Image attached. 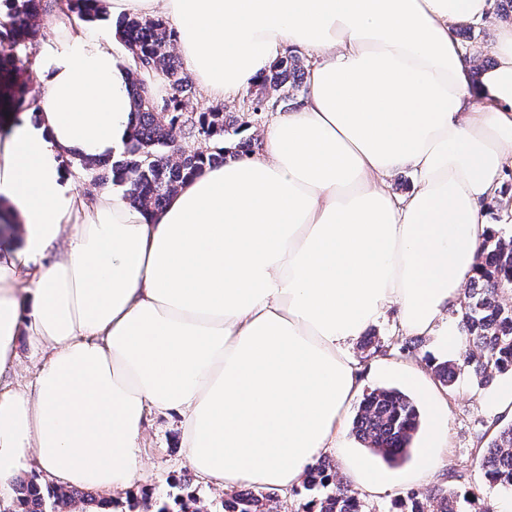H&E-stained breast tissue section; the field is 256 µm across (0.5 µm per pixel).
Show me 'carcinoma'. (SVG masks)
Returning a JSON list of instances; mask_svg holds the SVG:
<instances>
[{"instance_id": "carcinoma-1", "label": "carcinoma", "mask_w": 512, "mask_h": 512, "mask_svg": "<svg viewBox=\"0 0 512 512\" xmlns=\"http://www.w3.org/2000/svg\"><path fill=\"white\" fill-rule=\"evenodd\" d=\"M9 21L0 23V73H8L20 63L28 82L34 76L26 43L37 30L32 21L47 12L58 0H13ZM68 10L87 21L102 14L101 0H66ZM115 37L128 52L138 54L139 69L164 79L172 93L163 102L168 114L149 104L151 90L134 78L130 89L132 137L121 158L79 160L84 177L94 183L113 182L125 187L126 197L145 210L159 209L183 181L210 165L222 164L229 157L242 158L254 152L255 143L240 140L232 149L224 148L228 133L227 118L221 108L208 112H189L186 98L193 85L174 55L175 32L161 18L123 16L115 24ZM307 67L297 55L276 60L261 80L249 90L252 110L262 111V102L287 101L290 92L306 78ZM201 141L209 145L202 150ZM512 236H487L476 257V276L463 288L458 326L464 350L458 359L432 368L434 379L453 388L463 374L486 386L502 374H512ZM421 424L415 401L403 391L381 387L360 401L353 421L355 436L388 464L404 461ZM485 478L506 489L512 487V422L498 428L480 461ZM306 487L321 489L320 497L302 504V512H364L360 498L339 480L332 461L322 459L307 474ZM17 502L23 512H67L78 502L81 512H108L110 502L79 489L59 491L43 487L36 480L16 485ZM267 494L237 491L226 495L222 512H270ZM396 512H462L460 495L439 490L424 498L411 493L394 502Z\"/></svg>"}]
</instances>
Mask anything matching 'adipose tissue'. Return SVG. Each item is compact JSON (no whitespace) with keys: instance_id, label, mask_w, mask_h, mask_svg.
Listing matches in <instances>:
<instances>
[{"instance_id":"1","label":"adipose tissue","mask_w":512,"mask_h":512,"mask_svg":"<svg viewBox=\"0 0 512 512\" xmlns=\"http://www.w3.org/2000/svg\"><path fill=\"white\" fill-rule=\"evenodd\" d=\"M163 12L190 72L233 101L287 49L308 93L245 159L208 166L162 210L83 193L63 156L119 154L136 71L60 12L27 117L0 137V498L23 470L112 496L141 471L148 412L180 418L188 464L224 490L293 488L338 448L362 380L351 348L389 309L460 351L461 290L492 232L481 211L512 166V23L473 74L456 29L489 0H107ZM419 179L402 200L396 173ZM47 358L15 385L16 345ZM423 483L448 445L446 408Z\"/></svg>"}]
</instances>
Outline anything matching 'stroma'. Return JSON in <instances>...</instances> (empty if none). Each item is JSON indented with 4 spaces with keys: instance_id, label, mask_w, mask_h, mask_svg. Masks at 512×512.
<instances>
[{
    "instance_id": "stroma-1",
    "label": "stroma",
    "mask_w": 512,
    "mask_h": 512,
    "mask_svg": "<svg viewBox=\"0 0 512 512\" xmlns=\"http://www.w3.org/2000/svg\"><path fill=\"white\" fill-rule=\"evenodd\" d=\"M304 91H297L289 103L268 106L265 111L251 112L245 97L225 104L224 109L233 116L230 139L243 137L245 128L263 131L287 111L296 110ZM376 340L387 341L399 338L406 343L405 352L394 355L380 354L370 349L353 346L352 351L359 362L364 391L379 387H395L410 395L422 410L420 429L414 439L411 456L405 462L391 466L376 457L355 438L351 423H344L342 432L343 452L333 453L332 461L344 482H351V470L347 457L354 456L365 461L370 467L381 472L386 478V491L376 498H364L366 512H391L396 499L416 492L433 494L438 489H451L458 494L472 497L470 512H482L492 507L494 512H512V492L489 485L478 465L480 456L487 448L496 429L504 424L503 416L497 415L492 407L494 393L504 383V376H496L492 383L480 386L467 380L461 381L454 389L441 390L440 395L448 405V448L439 462V474L424 484L408 482V475L421 462L424 440L432 427L428 413V393L405 375L406 370H418L431 360L434 349L430 337L416 336L401 331L395 312H387L384 321L368 330ZM140 455L143 470L137 474L129 489L117 496L112 512H140L141 492L151 488L155 497L164 499L173 491L178 477L190 478L192 488L200 500L203 512H220L223 495L207 486L197 476L185 459L179 421L174 415H150L144 425L140 440Z\"/></svg>"
}]
</instances>
